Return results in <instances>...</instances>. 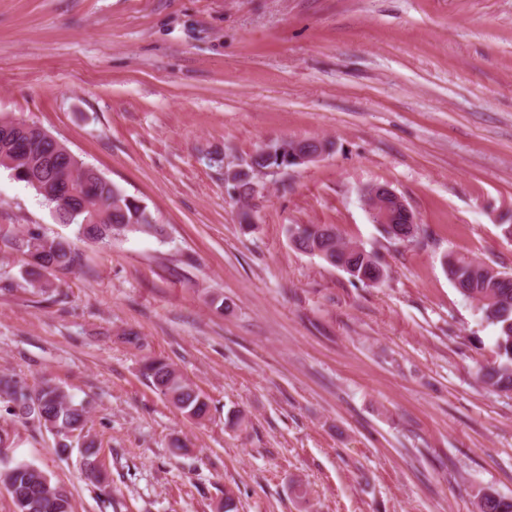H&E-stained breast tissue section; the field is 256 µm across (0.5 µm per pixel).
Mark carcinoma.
I'll use <instances>...</instances> for the list:
<instances>
[{
  "mask_svg": "<svg viewBox=\"0 0 512 512\" xmlns=\"http://www.w3.org/2000/svg\"><path fill=\"white\" fill-rule=\"evenodd\" d=\"M27 137H19L14 152L0 157V167L14 174L29 187L28 167L21 161L26 155ZM271 151H256L245 166L252 170L288 169L297 163L288 161V151L279 142L269 145ZM38 180L42 184L58 185L67 210H62L55 198H44L57 218L76 227L78 236L98 244H110L116 235L132 232L158 231L156 221L147 206L125 193L107 178L96 177L84 170L86 162L75 154L55 149L50 141L41 151ZM231 198L241 204L239 223L245 230L253 227L252 195L248 183L227 185ZM385 238L399 244L413 243L425 234L422 225H409L399 216L394 224H383L371 216ZM289 242L298 252L318 257L330 266L345 272L352 280L365 285L384 281L386 270L377 252L363 245L346 242L334 224H289L286 228ZM0 237L10 241L24 255H35L20 271L23 281L36 289L40 296L51 295L52 283L45 275L56 270L70 269L79 261V255L63 240L48 239L30 228L0 229ZM448 279L464 299L473 304L481 319L497 332L493 362L477 366V381L488 390L505 395L512 393V276L493 271L483 261L449 254L444 260ZM143 375L153 388L186 417L205 418L210 411V399L171 364L157 358L147 360ZM0 402L8 413L25 422H36L49 432L55 447L63 450L73 443L84 447L83 471L86 479L99 487H107L105 473L99 458L100 447L84 433L89 407L74 400L60 387L46 381L37 388L24 380L6 374L0 375ZM0 486L11 495L16 512H72L69 493L52 483L49 475L37 466L18 462L0 471ZM478 512H512V500L496 491L482 492L476 504Z\"/></svg>",
  "mask_w": 512,
  "mask_h": 512,
  "instance_id": "1",
  "label": "carcinoma"
}]
</instances>
